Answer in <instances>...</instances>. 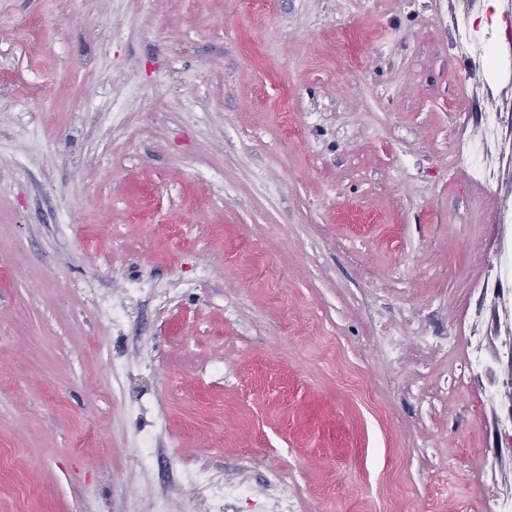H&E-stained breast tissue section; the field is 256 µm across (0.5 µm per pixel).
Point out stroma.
Returning a JSON list of instances; mask_svg holds the SVG:
<instances>
[{
	"instance_id": "35a3bbf8",
	"label": "stroma",
	"mask_w": 512,
	"mask_h": 512,
	"mask_svg": "<svg viewBox=\"0 0 512 512\" xmlns=\"http://www.w3.org/2000/svg\"><path fill=\"white\" fill-rule=\"evenodd\" d=\"M508 15L0 0V512H211L198 468L246 487L223 512L512 494ZM459 109L501 115L490 187L448 173ZM455 49L459 56L469 58L480 56L485 53L486 46L484 42L476 41L470 37L468 22L464 17L454 39Z\"/></svg>"
}]
</instances>
